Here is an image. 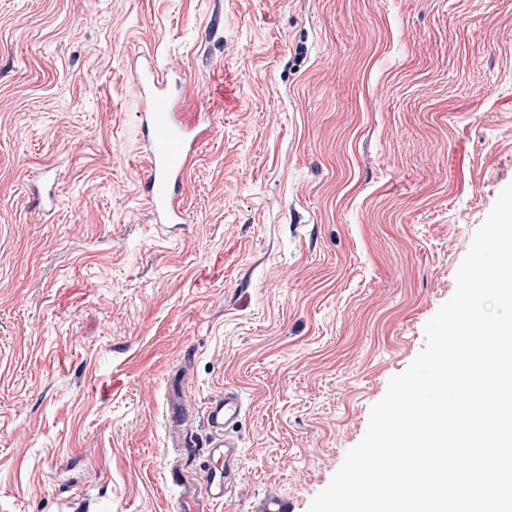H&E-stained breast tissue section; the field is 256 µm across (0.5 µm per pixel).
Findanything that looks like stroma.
<instances>
[{"label":"stroma","mask_w":512,"mask_h":512,"mask_svg":"<svg viewBox=\"0 0 512 512\" xmlns=\"http://www.w3.org/2000/svg\"><path fill=\"white\" fill-rule=\"evenodd\" d=\"M210 132L157 224L135 72ZM512 183V0H0V512H307ZM243 410L240 394L225 390L224 395L210 402L207 425L210 430L208 443L210 466L201 470L199 482L185 481L180 484L181 493L177 511L210 512L223 503L232 485V468L240 454L238 440L229 433Z\"/></svg>","instance_id":"obj_1"}]
</instances>
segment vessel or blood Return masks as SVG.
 Segmentation results:
<instances>
[{
    "label": "vessel or blood",
    "mask_w": 512,
    "mask_h": 512,
    "mask_svg": "<svg viewBox=\"0 0 512 512\" xmlns=\"http://www.w3.org/2000/svg\"><path fill=\"white\" fill-rule=\"evenodd\" d=\"M141 111L143 169L146 197L153 218L159 224H180L184 210L178 183L190 159L191 129L176 110L177 97L158 67L141 70ZM243 410L240 394L234 390L214 399L207 410L210 430V466L201 471L199 481L181 485L179 512H212L223 503L232 484V468L240 454L239 443L230 430Z\"/></svg>",
    "instance_id": "b4317fda"
}]
</instances>
